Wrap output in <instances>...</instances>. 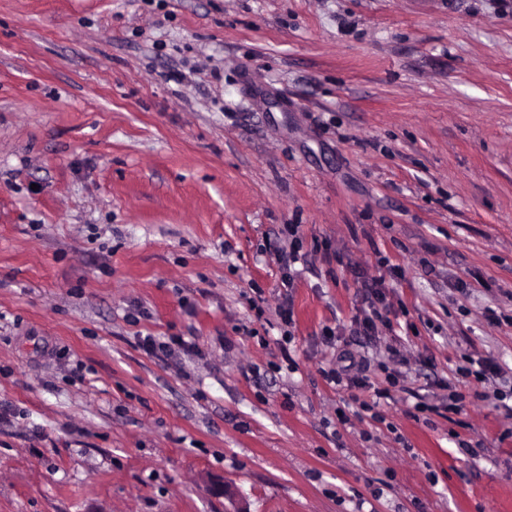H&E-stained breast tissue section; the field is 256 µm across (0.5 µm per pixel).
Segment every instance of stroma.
<instances>
[{"label": "stroma", "mask_w": 512, "mask_h": 512, "mask_svg": "<svg viewBox=\"0 0 512 512\" xmlns=\"http://www.w3.org/2000/svg\"><path fill=\"white\" fill-rule=\"evenodd\" d=\"M497 387L512 0H0V512H512ZM299 233V225L291 224L288 225V251L286 248H281L278 252L280 253V260L284 267L288 269V281L284 283V286L290 287L293 276H292V265L299 262L303 254H300V248H302V241L300 245V238L297 236ZM172 344L177 346V352L186 356L198 355L197 346L195 343L179 339L178 341L172 340L171 342H159L154 336L147 335L142 338V347L149 352H161L166 354L175 353L176 349ZM349 354V365L341 369H333L328 372L325 371V378L335 385L339 386L346 381L344 386L356 388L361 392L373 390V397L381 399L386 395V390L375 388L369 382L370 378L367 374L370 371L371 363L365 356H359L357 359L351 353Z\"/></svg>", "instance_id": "obj_1"}]
</instances>
